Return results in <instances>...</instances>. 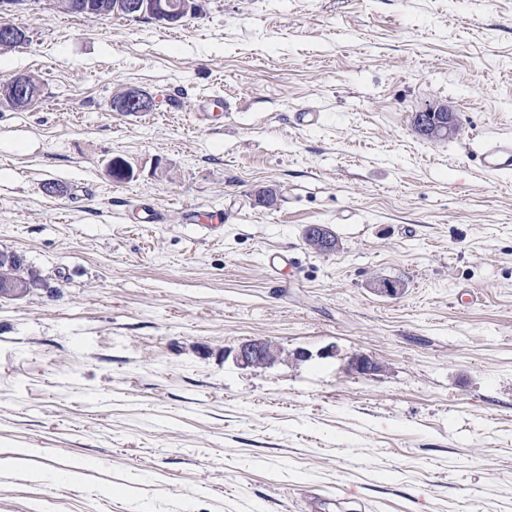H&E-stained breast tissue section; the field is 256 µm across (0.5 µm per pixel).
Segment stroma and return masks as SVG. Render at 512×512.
Returning a JSON list of instances; mask_svg holds the SVG:
<instances>
[{
    "mask_svg": "<svg viewBox=\"0 0 512 512\" xmlns=\"http://www.w3.org/2000/svg\"><path fill=\"white\" fill-rule=\"evenodd\" d=\"M201 4L177 26L12 17L0 82L42 93L0 105V249L46 286L0 297V512H512V173L470 156L512 136V0ZM131 88L151 111L113 110ZM202 98L215 126L189 120ZM435 103L453 138L414 133ZM254 337L311 357L237 365ZM39 94V81L33 76H20L0 86V98L8 101L13 108H29Z\"/></svg>",
    "mask_w": 512,
    "mask_h": 512,
    "instance_id": "obj_1",
    "label": "stroma"
}]
</instances>
